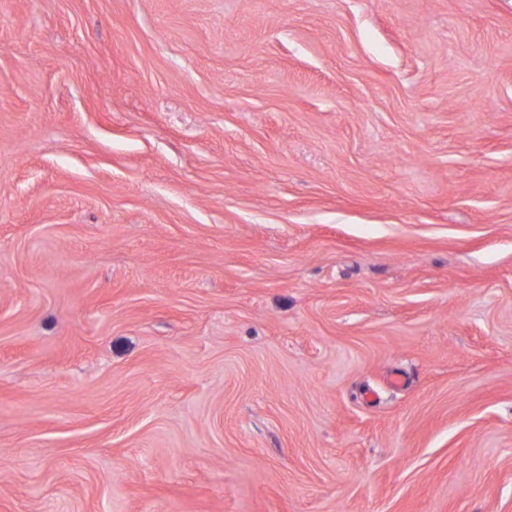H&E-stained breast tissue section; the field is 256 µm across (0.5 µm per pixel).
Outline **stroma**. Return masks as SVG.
<instances>
[{
  "mask_svg": "<svg viewBox=\"0 0 512 512\" xmlns=\"http://www.w3.org/2000/svg\"><path fill=\"white\" fill-rule=\"evenodd\" d=\"M0 512H512V0H0Z\"/></svg>",
  "mask_w": 512,
  "mask_h": 512,
  "instance_id": "35a3bbf8",
  "label": "stroma"
}]
</instances>
